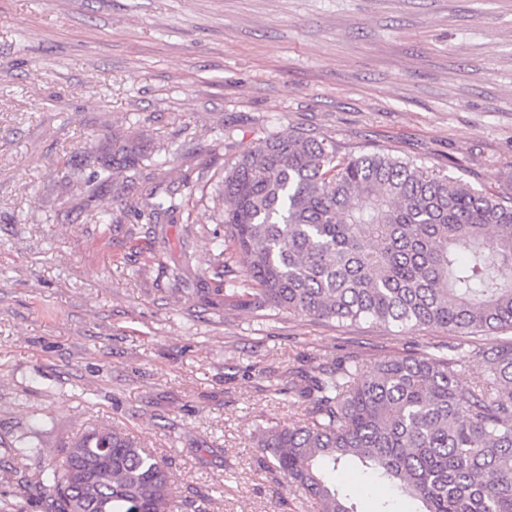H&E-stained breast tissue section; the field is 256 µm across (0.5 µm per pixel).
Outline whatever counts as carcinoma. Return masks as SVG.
<instances>
[{"label":"carcinoma","mask_w":512,"mask_h":512,"mask_svg":"<svg viewBox=\"0 0 512 512\" xmlns=\"http://www.w3.org/2000/svg\"><path fill=\"white\" fill-rule=\"evenodd\" d=\"M102 183L137 169L139 154L90 155ZM203 179L176 193L145 178L134 217L181 213ZM224 240L217 264L241 266L217 280L235 308L264 320L290 313L386 330L427 327L465 336L512 328V204L414 162L371 152L341 157L334 143L272 134L219 178ZM487 360L463 388L461 364ZM306 420L259 426L256 448L301 490L315 512H361L336 479L350 465L390 496L375 512H512V340L468 345L458 358L423 350L375 363L312 364L288 385ZM90 495L74 459L98 463ZM18 458L43 454L20 440ZM42 472L49 512H175L164 463L132 436L95 430Z\"/></svg>","instance_id":"1"}]
</instances>
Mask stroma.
Here are the masks:
<instances>
[{
    "label": "stroma",
    "mask_w": 512,
    "mask_h": 512,
    "mask_svg": "<svg viewBox=\"0 0 512 512\" xmlns=\"http://www.w3.org/2000/svg\"><path fill=\"white\" fill-rule=\"evenodd\" d=\"M291 131L512 197V0H0V512H48L41 471L112 426L165 463L178 512H310L254 446L304 418L269 385L312 360L454 354L441 331L225 306L216 186L186 224L93 221L144 178L180 194ZM79 141L138 145L139 181L87 195ZM29 432L43 454L17 460Z\"/></svg>",
    "instance_id": "1"
}]
</instances>
